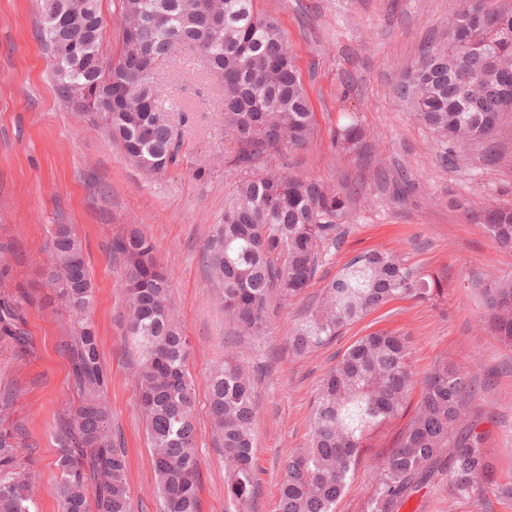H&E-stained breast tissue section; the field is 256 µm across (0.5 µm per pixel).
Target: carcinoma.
Instances as JSON below:
<instances>
[{"label":"carcinoma","mask_w":512,"mask_h":512,"mask_svg":"<svg viewBox=\"0 0 512 512\" xmlns=\"http://www.w3.org/2000/svg\"><path fill=\"white\" fill-rule=\"evenodd\" d=\"M258 0H118L122 21L118 56L100 53L105 21L99 0H43L39 40L65 69L53 68L62 98L92 125L117 139L126 158L148 179L181 162L186 113L174 117L159 103L153 72L189 48L224 86V133L233 150L227 165L241 173L224 223L209 242L205 262L222 290L224 317L243 338L269 334L273 307L300 296L314 279L336 228L349 218L351 194L270 164L271 156L305 146L317 121L279 20ZM397 95L436 136L444 157L469 141L493 137L512 114V0H459L446 38L406 64ZM361 125L337 134L343 149L367 165L372 156ZM379 181L412 184L407 171ZM470 215L512 250V205ZM46 278L55 293L46 304L81 318L60 352L78 396L54 430L59 471L53 493L61 512H133L128 458L112 432L106 401L109 377L88 314L94 288L83 243L70 224H56ZM112 257L126 270L128 331L142 353L137 400L148 427L160 512H201L200 463L192 420L194 381L188 341L172 306L171 281L150 239L137 227L112 237ZM440 281L392 251L367 250L348 260L323 288L289 343L297 354L336 339L341 331L393 300H429ZM492 334L512 349V274L484 288ZM21 297L0 292V332L27 344ZM403 337L372 332L340 355L319 385L308 420V444L284 462L275 512H336L357 466L365 437L382 424L409 419L395 446L373 464L376 482L365 512H400L421 488L448 477L455 497L482 502L493 490L489 432L468 408L481 361L444 356L411 404L413 379ZM254 379L231 356L209 380V412L224 454L225 495L231 512H249L260 469L254 457ZM19 426L0 430V512H34L35 475L18 463Z\"/></svg>","instance_id":"carcinoma-1"}]
</instances>
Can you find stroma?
<instances>
[{
  "label": "stroma",
  "mask_w": 512,
  "mask_h": 512,
  "mask_svg": "<svg viewBox=\"0 0 512 512\" xmlns=\"http://www.w3.org/2000/svg\"><path fill=\"white\" fill-rule=\"evenodd\" d=\"M259 7L287 32L318 121L307 147L276 155L274 164L355 194L350 219L337 229L316 278L301 296L276 307L268 336L241 341L215 302L216 287L204 263L205 247L223 223L224 206L240 178L224 164L231 143L221 121V83L192 53L156 70L163 101L178 102L190 121L181 163L164 176L145 178L115 140L91 129L61 98L51 55L37 37L40 0H0V236L24 248L9 288L31 294L23 309L28 347L17 348L0 335V389L15 394L9 422L25 429L27 451L20 463L36 476L37 512H59L51 493L57 477L53 431L70 396L59 344L72 321L40 305L51 291L42 270L57 224L73 225L83 242L95 291L92 319L110 378L112 430L129 458L133 512H158L159 504L136 403L139 354L125 336L124 269L110 253L113 236L127 224L142 225L151 238L190 342L201 512L228 509L224 456L208 411V378L225 355L235 356L254 376L261 473L252 512H274L283 463L307 444L310 403L324 374L356 338L378 330L404 336L416 399L438 357L483 359L473 408L490 433L497 490L475 504L449 496L443 481L411 497L401 512H512V500L498 493L512 485V350L491 335L482 296L486 284L512 273V252L449 205L454 198L478 205L512 202V117L493 139L505 162L487 163L482 146L472 143L458 147L447 162L432 132L397 97L402 64L446 32L451 0H259ZM345 112L358 118L383 166L408 171L415 184L408 196L377 186L372 168L337 147L336 128ZM376 248L395 251L407 265L441 280L442 295L392 301L346 327L333 343L294 354L288 339L324 284L351 257ZM402 426L395 419L368 436L336 512H364L375 484L372 462L391 451Z\"/></svg>",
  "instance_id": "stroma-1"
}]
</instances>
